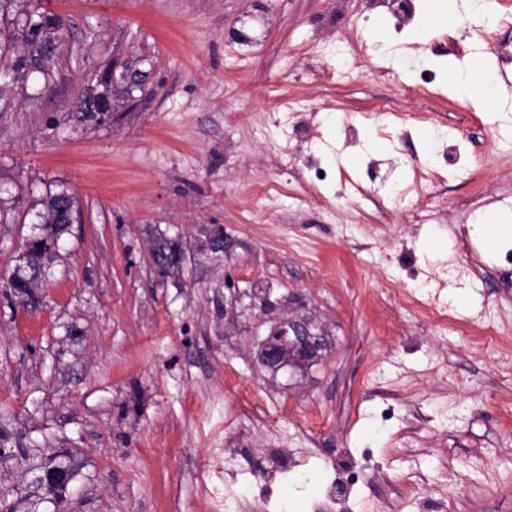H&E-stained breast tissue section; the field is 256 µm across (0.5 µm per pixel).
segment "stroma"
Listing matches in <instances>:
<instances>
[{
  "mask_svg": "<svg viewBox=\"0 0 512 512\" xmlns=\"http://www.w3.org/2000/svg\"><path fill=\"white\" fill-rule=\"evenodd\" d=\"M456 4L452 42L429 0L355 39L334 0H0V512H330L347 461L350 512H512V239L468 233L512 212V0L490 41ZM37 7L60 55L10 79ZM456 65L504 87L475 106ZM107 71L111 111H79ZM60 192L74 221L26 307L8 281ZM291 314L324 350L262 366ZM278 447L305 475L268 486ZM50 459L70 482L32 494ZM511 223V213L490 211L485 213L481 219L470 224L471 229L469 230V234L473 239L481 241L486 246L491 247L501 236L511 235Z\"/></svg>",
  "mask_w": 512,
  "mask_h": 512,
  "instance_id": "obj_1",
  "label": "stroma"
}]
</instances>
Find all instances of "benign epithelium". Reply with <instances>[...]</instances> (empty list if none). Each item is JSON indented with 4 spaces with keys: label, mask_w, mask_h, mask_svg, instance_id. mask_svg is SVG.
<instances>
[{
    "label": "benign epithelium",
    "mask_w": 512,
    "mask_h": 512,
    "mask_svg": "<svg viewBox=\"0 0 512 512\" xmlns=\"http://www.w3.org/2000/svg\"><path fill=\"white\" fill-rule=\"evenodd\" d=\"M324 337L312 331L311 322L304 317H289L280 321L262 340L260 361L271 368L285 365L302 367L321 356ZM33 483L50 489L64 488L71 478L70 469L61 465H42Z\"/></svg>",
    "instance_id": "obj_1"
}]
</instances>
